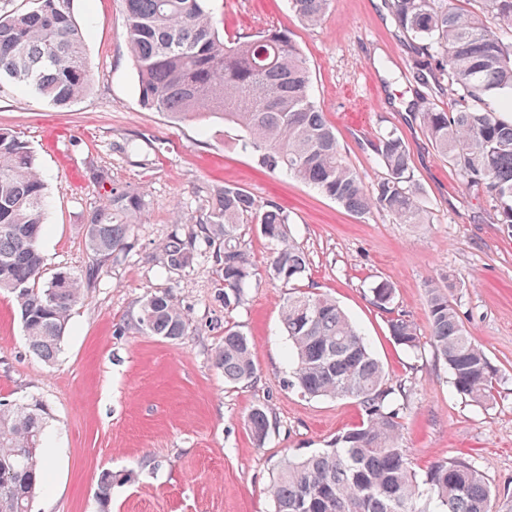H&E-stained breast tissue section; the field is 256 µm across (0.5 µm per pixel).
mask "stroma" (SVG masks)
<instances>
[{
  "instance_id": "obj_1",
  "label": "stroma",
  "mask_w": 512,
  "mask_h": 512,
  "mask_svg": "<svg viewBox=\"0 0 512 512\" xmlns=\"http://www.w3.org/2000/svg\"><path fill=\"white\" fill-rule=\"evenodd\" d=\"M391 3L331 0L313 27L295 16L289 0H209L208 8L228 40L287 30L306 59L311 95L365 186L385 175L374 151L378 138L390 130L401 136L426 212L422 224L399 223L376 208L351 213L311 185L262 170L242 148L240 131L219 119L174 123L145 108L122 0H73L91 69L87 95L62 107L22 86L0 96V127L28 141L48 184L46 276L91 266L81 227L111 186L139 191L145 200L126 256L99 268L71 312L54 364L28 350L11 298L0 296V403L34 396L51 416L48 488L34 512H274L268 488L276 465L326 447L360 421L355 400L309 398L288 386L280 316L289 288L267 276L271 245L258 225L242 231L254 276L232 310L224 308L212 251L186 270L163 268V243L176 226L190 228L224 185L287 212L288 233L309 262L302 288L335 298L392 386L403 388V446L417 470L463 456L492 489L512 493V230L499 224L496 201L466 185L428 139L421 112L451 109L454 100L410 78L417 52L395 25ZM442 274L453 282L450 297L466 329L500 377L483 405L454 391L429 340L425 288ZM381 282L396 289L387 311L370 302ZM164 290L190 318L188 335L178 341L133 325L141 300ZM395 318L416 326L418 354L392 340L388 322ZM228 323L255 344L251 383L225 384L214 365ZM259 406L270 419L261 446L246 422ZM104 469L118 476L105 510L94 497Z\"/></svg>"
}]
</instances>
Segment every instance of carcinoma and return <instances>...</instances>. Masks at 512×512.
Segmentation results:
<instances>
[{"label": "carcinoma", "mask_w": 512, "mask_h": 512, "mask_svg": "<svg viewBox=\"0 0 512 512\" xmlns=\"http://www.w3.org/2000/svg\"><path fill=\"white\" fill-rule=\"evenodd\" d=\"M10 2L0 0V96L15 85L56 106L85 96L91 70L72 0H32L26 10H9ZM205 2L124 0L126 44L138 72L141 103L176 120L217 117L237 126L242 147L260 165L315 186L352 213L376 207L407 224L425 223L401 137L390 132L378 139L375 153L386 174L366 188L346 162L336 129L309 95L306 60L288 31L267 29L226 41ZM480 2L481 10L465 12L449 7L448 0H392V16L418 42L421 58L412 79L424 85L445 80L455 100L451 111L421 113L429 139L466 184L482 187L499 202V223L510 229L512 121L497 113L503 107L512 111V43L488 29L482 10L512 30V0ZM329 3L290 0L308 26L321 22ZM46 194L28 142L0 127V294L12 297L29 351L52 364L71 310L93 274L82 278L60 272L42 281ZM144 210L141 194L123 187L109 190L82 230L95 266L118 260L131 247ZM245 223L260 225L273 245L269 278L293 286L301 281L308 258L287 238L288 215L229 186L214 191L188 234L176 232L164 244V268L191 266L199 242L214 248L222 262L224 309L239 306L253 277L240 243ZM451 288L446 275L427 286L430 341L448 366L456 393L482 405L495 390L496 371L468 334L449 297ZM371 293L372 304L386 311L395 288L382 282ZM281 321L288 337V384L310 397L354 399L363 417L328 447L280 464L270 487L275 512H427L418 506L421 483L432 512H492L487 479L464 458L439 460L424 479L417 478L402 446L396 389L335 299L297 290L283 302ZM134 326L174 341L188 334L190 320L171 294L158 292L142 300ZM389 332L406 351L421 348L408 320H390ZM214 363L229 384H246L256 376L253 343L233 327H224ZM247 422L257 445L264 444L268 410L253 409ZM47 423L48 408L38 398L0 403V512H33L47 480L41 452ZM114 480L110 470L97 477L94 494L104 509L112 501Z\"/></svg>", "instance_id": "obj_1"}]
</instances>
